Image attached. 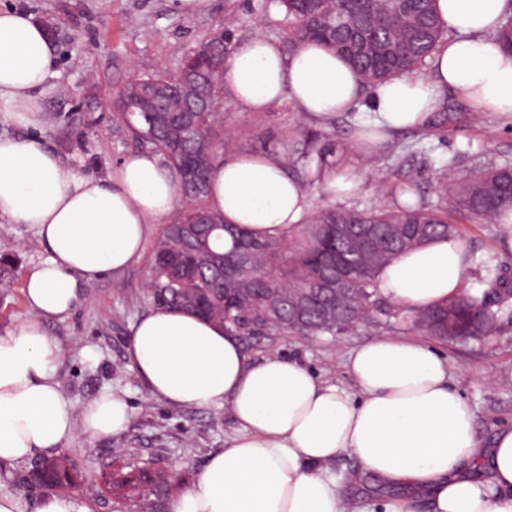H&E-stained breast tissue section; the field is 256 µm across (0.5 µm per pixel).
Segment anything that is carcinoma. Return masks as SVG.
Returning a JSON list of instances; mask_svg holds the SVG:
<instances>
[{
	"label": "carcinoma",
	"mask_w": 512,
	"mask_h": 512,
	"mask_svg": "<svg viewBox=\"0 0 512 512\" xmlns=\"http://www.w3.org/2000/svg\"><path fill=\"white\" fill-rule=\"evenodd\" d=\"M401 0H279L291 24L286 33L288 50L317 40L345 58L374 86L390 77L411 75L434 57L445 44L446 30L437 13V0H415L412 8ZM158 76L171 78L169 72ZM178 82V81H176ZM222 76L213 72L204 83L178 82L168 100L145 96L143 87L131 84L118 97L115 125L124 128L141 146L160 156L174 176L181 208L178 219L161 227L147 259L143 299L158 306L191 312L224 328L234 336H334L373 321L377 308V278L398 255L440 237L458 236L464 222L497 225L499 238L508 231L501 225L504 209L512 208V165L482 169L458 181L448 178L453 167L441 173V203L400 204L394 208H326L311 213L302 224L273 238L236 236L224 249V219L206 207L210 162L230 155L237 142L224 136V113L204 116L207 140L201 152L200 187L181 185L196 133L191 115L181 112L185 101L223 94ZM147 106L153 125L136 121L127 108ZM306 148L283 154L285 166L303 169V188L319 180L330 165L331 144L307 139ZM248 243L252 258L237 275L224 273V259L238 254ZM343 254L353 269L349 287L327 304L313 303L295 316L292 304L320 283H331L336 269L330 258ZM487 288L474 294L462 291L448 303L416 312L414 328L446 342L484 340L495 335L498 316L512 299V277L490 266ZM50 483L63 490L75 482L74 465L65 453L52 457ZM143 483L160 487L161 473L130 471L112 476L115 489L138 488Z\"/></svg>",
	"instance_id": "obj_1"
}]
</instances>
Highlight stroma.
I'll list each match as a JSON object with an SVG mask.
<instances>
[{"instance_id": "1", "label": "stroma", "mask_w": 512, "mask_h": 512, "mask_svg": "<svg viewBox=\"0 0 512 512\" xmlns=\"http://www.w3.org/2000/svg\"><path fill=\"white\" fill-rule=\"evenodd\" d=\"M1 6L30 14L47 28L57 58L54 88L43 98L47 121L39 128L0 122V134L38 139L81 175L103 179L137 146L125 129L112 121V103L132 75L175 69L185 52L199 41L226 29L228 49L255 34L283 41L290 21L277 0H211L207 13L182 15L170 0H0ZM428 125L402 130L374 155L361 157L351 148L359 123L373 120L369 94H362L351 111L319 122L299 112L289 99L267 111L248 114L233 104L224 106V125L241 131L243 150L281 151L306 137L319 136L335 147L341 167L358 172L356 193L333 197L323 184L308 189L313 209L397 206L403 181H411L416 200H438L437 180L446 165L458 177L476 168L512 163V124L476 115L450 91ZM460 240L468 267L465 286L481 291L486 267L498 264L512 271V250L502 246L491 224H462ZM0 255L12 256L19 273H26L46 255L32 227L0 220ZM145 262L83 282L74 309L44 327L58 337L64 354L57 377L67 397L84 406L101 394H122L131 420L120 435L92 440L75 432L63 451L77 470L74 495L92 512H145L140 492H113V468H163L175 472L171 497L192 485L211 453L226 447L237 433L229 407L175 408L151 395L131 368L130 331L147 312L142 301ZM407 323L390 321L376 312L373 323L334 336H253L243 341L250 360L294 359L315 376L348 393L357 386L346 359L376 336H413ZM448 361L453 384L475 415V429L484 446H491L500 429L512 427V307L503 310L495 336L482 342L433 340Z\"/></svg>"}]
</instances>
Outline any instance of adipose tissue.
Wrapping results in <instances>:
<instances>
[{
    "instance_id": "ef3b65f1",
    "label": "adipose tissue",
    "mask_w": 512,
    "mask_h": 512,
    "mask_svg": "<svg viewBox=\"0 0 512 512\" xmlns=\"http://www.w3.org/2000/svg\"><path fill=\"white\" fill-rule=\"evenodd\" d=\"M511 8L512 0H437L454 38L435 54L429 78L400 75L374 87L375 119L359 127L352 150L367 157L390 133L424 126L446 89L479 114L512 118V52L497 38ZM55 68L45 28L24 12L0 9V114L40 126ZM360 88L358 74L316 41L288 53L258 34L224 64V97L244 112L286 97L323 121L349 111ZM177 201L175 182L153 152L128 156L100 180L78 174L35 139L0 137V218L34 226L47 250L24 278L28 316L0 333V463L59 448L78 428L93 439L125 431L131 414L122 395L78 409L61 391L62 348L44 322L73 308L80 280L137 261L151 226ZM206 205L229 228L256 237L281 236L312 211L278 155L252 150L213 161ZM466 270L463 245L437 238L397 257L377 288L415 312L460 294ZM129 355L153 396L181 408L229 406L238 425L171 512H345L340 486L321 471L342 453L363 474L422 490L434 512H512V428L484 451L470 405L427 343L381 337L353 350L347 369L356 398L299 361H249L239 337L173 308L137 320ZM0 512L90 510L75 495L49 493L33 508L0 495Z\"/></svg>"
}]
</instances>
